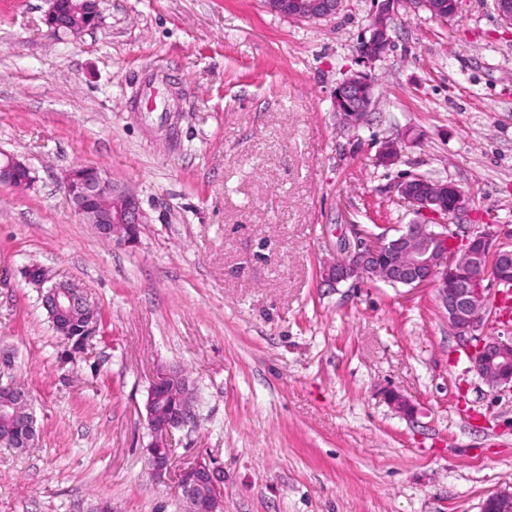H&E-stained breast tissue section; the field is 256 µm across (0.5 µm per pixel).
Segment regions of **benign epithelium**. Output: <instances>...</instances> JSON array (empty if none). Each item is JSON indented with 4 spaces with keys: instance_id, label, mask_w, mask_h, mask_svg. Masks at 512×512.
Wrapping results in <instances>:
<instances>
[{
    "instance_id": "7a95c632",
    "label": "benign epithelium",
    "mask_w": 512,
    "mask_h": 512,
    "mask_svg": "<svg viewBox=\"0 0 512 512\" xmlns=\"http://www.w3.org/2000/svg\"><path fill=\"white\" fill-rule=\"evenodd\" d=\"M46 23L57 35L78 38L100 20V0H49ZM266 8L281 16L317 20L335 14L342 0H264ZM397 10L396 0H377V9L370 25L366 45L359 51L363 61L373 64L383 57L376 46L391 44L390 20ZM368 81L365 73H354L338 84L334 91L335 115L342 127L356 130L367 121L372 99L361 94ZM397 142L387 140L379 152L381 162L394 164L400 156ZM35 175L19 157L0 154V184L19 190L29 188ZM64 189L74 212L86 224H93L99 233L124 246L138 243L140 225L145 223L138 198L119 186L111 176L95 166L80 165L64 175ZM397 191L411 204L419 219L402 224L395 234L373 236L359 243L347 255L324 265L325 281L337 284L349 279H380L404 288L437 289L438 300L446 311L449 325L469 343L472 368L493 388L512 390V336L481 334L487 308L489 280L512 290V243L499 237L492 225L463 236L448 232V225L431 222L464 211L469 202L466 194L451 182L431 184L420 174L402 181ZM25 275L29 283L40 289L41 300L55 317L54 328L78 348L98 327L95 305L87 294L67 280L51 281L43 270L32 265ZM88 310L79 330L72 337L71 318L77 311ZM187 382L179 368L161 369L151 384L145 404L152 441L145 449L153 476L163 481L173 472L172 459L162 456L160 449L170 447L173 431L184 426L194 410L195 396L185 389L181 410L172 414L163 401L170 383ZM0 393L7 396L3 411L12 421L34 429L35 419L31 397L25 389L0 384ZM178 488L189 504L188 512H223V493L216 472L199 461L181 472ZM481 512H512V491L491 494Z\"/></svg>"
}]
</instances>
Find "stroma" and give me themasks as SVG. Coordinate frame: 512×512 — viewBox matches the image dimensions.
<instances>
[{
	"label": "stroma",
	"mask_w": 512,
	"mask_h": 512,
	"mask_svg": "<svg viewBox=\"0 0 512 512\" xmlns=\"http://www.w3.org/2000/svg\"><path fill=\"white\" fill-rule=\"evenodd\" d=\"M48 0H0V381L31 394L37 439L0 447V512H187L155 482L148 389L187 370L177 467L220 471L224 512H481L512 488V390L488 386L433 288L324 281L344 243L414 218L396 186L431 172L470 199L451 230L512 236V27L493 0L450 21L400 7L364 63L376 0L300 21L264 0H101L57 38ZM377 79L365 124L334 115ZM418 133L393 165L385 140ZM108 170L147 216L139 242L79 221L62 178ZM80 284L101 322L69 355L22 274ZM407 398L397 413L384 392ZM367 81L366 73H354L340 82L334 91L335 115L347 130L358 129L370 114L372 99L361 94ZM35 178L33 170L24 160L12 154H0V184L25 190L29 189Z\"/></svg>",
	"instance_id": "stroma-1"
}]
</instances>
